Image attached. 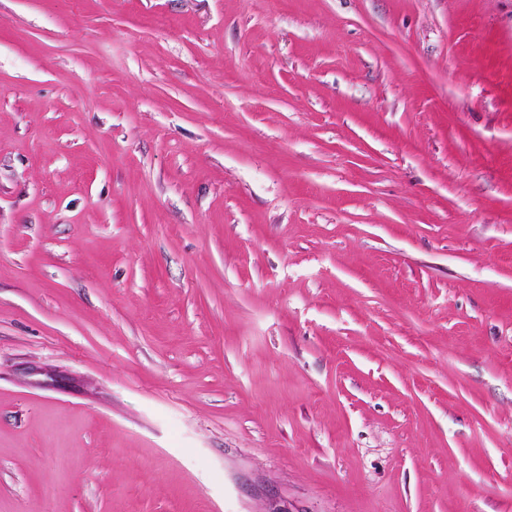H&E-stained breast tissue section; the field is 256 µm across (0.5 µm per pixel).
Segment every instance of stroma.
<instances>
[{"instance_id":"1","label":"stroma","mask_w":512,"mask_h":512,"mask_svg":"<svg viewBox=\"0 0 512 512\" xmlns=\"http://www.w3.org/2000/svg\"><path fill=\"white\" fill-rule=\"evenodd\" d=\"M0 512H512V0H0Z\"/></svg>"}]
</instances>
